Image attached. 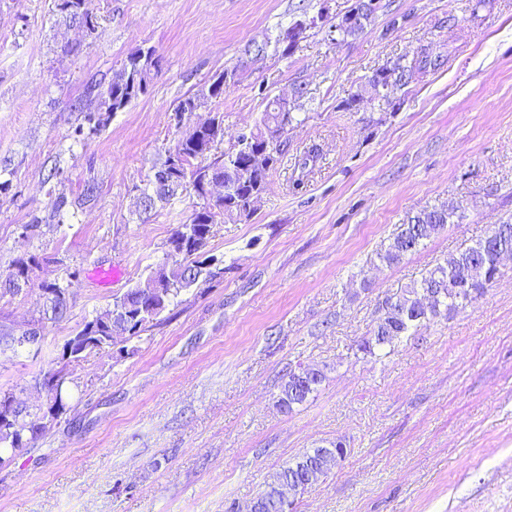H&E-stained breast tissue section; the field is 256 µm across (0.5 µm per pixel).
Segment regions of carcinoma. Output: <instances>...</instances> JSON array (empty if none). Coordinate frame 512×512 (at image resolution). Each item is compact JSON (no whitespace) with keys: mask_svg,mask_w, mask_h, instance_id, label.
Segmentation results:
<instances>
[{"mask_svg":"<svg viewBox=\"0 0 512 512\" xmlns=\"http://www.w3.org/2000/svg\"><path fill=\"white\" fill-rule=\"evenodd\" d=\"M61 2L63 0H54L55 10L65 17L68 26L85 28V16L75 7H61ZM380 8V0H355L349 12L358 13L357 21L346 26L337 25L336 33L343 41L357 36ZM297 27L298 23L291 24L272 42H251L245 46L244 53L261 55L272 43L274 51L286 59L303 38L301 32L294 37L289 35ZM443 64V55L429 47L423 48L410 61L403 56L386 61L366 77L365 85L375 95L379 109H393L396 107V91L409 87L420 72L429 68L436 70ZM158 73L159 69L149 65L133 72L126 70V65H121L107 85L91 87L95 106L89 116H98V124L105 125L113 113L146 95ZM305 94V88L299 86L295 90V98L290 101L278 96L267 99L254 126L239 133L230 147L218 156L214 150L224 141V113L207 112L199 119L201 129H189L178 136L174 147L183 155L181 175L175 180L169 179V155H163L147 175L139 212L149 214L159 202L169 203L188 191L195 192L200 203L195 206L188 222L178 225L167 240L172 244L174 238L189 235L194 237L193 244H186L181 250L170 249L169 262L153 269L143 282L115 296L107 309L85 322L75 335L82 336L90 327L100 325V335L112 336V324L103 323V318L115 313L125 323L129 338H139L160 320V316L183 292L221 274L202 259L212 237L213 226L245 222L252 217L255 201L266 191L270 172L287 146L288 127L292 125L294 111ZM206 176L224 183L221 203L213 204L196 191V185ZM454 215L452 206L420 211L389 241L380 259L389 265L400 262L423 241L442 231ZM493 235L512 244V221L494 225L490 235L450 255L429 270L420 282L388 299L372 335L358 344V351L371 355L375 348L391 346L410 330H418L438 317L446 318L482 297L500 276V267L492 253ZM38 266L33 257L14 261L12 270L0 279V299L26 292L31 287L33 270ZM41 287L51 288V292L42 293V316L34 321L44 330L46 324H56L67 317V303L66 289L58 283L44 282ZM325 379V372L320 368L289 370L281 379L277 406L285 413L293 412L308 401ZM41 412V407H18L11 421L0 423V453L31 449L29 434L38 430L44 435L49 431V427L41 424ZM345 454L346 445L341 440L328 447L304 452L297 461L272 476L252 500L249 512H294L293 503L283 500L281 488L287 484H301L306 490L312 489Z\"/></svg>","mask_w":512,"mask_h":512,"instance_id":"cac0c4a2","label":"carcinoma"}]
</instances>
